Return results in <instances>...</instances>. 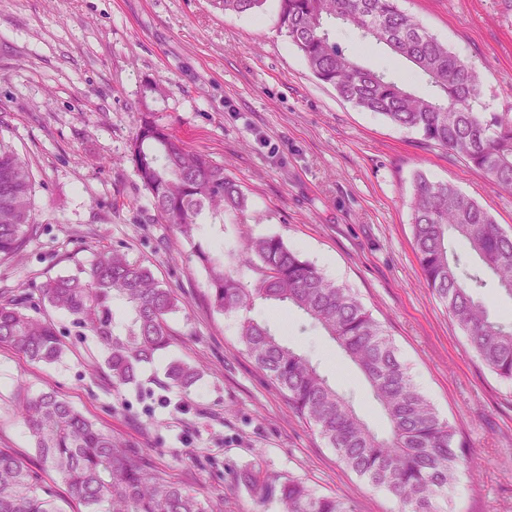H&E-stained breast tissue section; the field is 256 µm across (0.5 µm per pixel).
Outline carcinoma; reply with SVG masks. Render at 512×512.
Here are the masks:
<instances>
[{
    "instance_id": "cac0c4a2",
    "label": "carcinoma",
    "mask_w": 512,
    "mask_h": 512,
    "mask_svg": "<svg viewBox=\"0 0 512 512\" xmlns=\"http://www.w3.org/2000/svg\"><path fill=\"white\" fill-rule=\"evenodd\" d=\"M265 2L215 5L241 15L259 12ZM277 2L280 29L318 81L355 106L460 155L493 184L512 188V113L487 111L472 65L401 10L398 0ZM331 21L411 62L435 94L421 96L386 72L359 64L336 44ZM127 152L152 209L192 246L206 274L210 307L238 319L239 342L293 412L316 427L348 470L390 494L398 512H439V500L461 474L464 449L418 390L371 311L276 235H244L227 252H211L195 241L204 216L222 225L245 223L248 196L224 165L187 146L150 114L140 117ZM32 190L26 161L0 143V261L21 258L34 234ZM411 209L426 287L445 305L480 363L512 381V321L491 316L480 297L492 281L512 299V234L455 185L422 175L414 182ZM455 239L464 241L465 252L454 251ZM246 270L255 275L251 283L243 280ZM40 290L50 307L97 338L115 386L136 383L142 368L170 346L169 320L178 300L120 250L100 253L77 274L49 277ZM258 300L295 308L337 344L368 383L387 420L386 433L375 432L310 357L249 316ZM118 302L127 311L120 321L114 315ZM0 345L48 364L64 353L53 320L30 316L16 299H0ZM167 378L188 387L201 371L176 361ZM18 408L40 468L0 448V512H61L43 470L55 472L85 512H206L199 500L148 471L138 452L117 444L56 393L27 397ZM246 482L259 502L275 500L283 512H353L345 500L319 495L296 480L275 485L248 475Z\"/></svg>"
}]
</instances>
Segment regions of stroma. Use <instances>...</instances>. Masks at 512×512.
Segmentation results:
<instances>
[{
	"mask_svg": "<svg viewBox=\"0 0 512 512\" xmlns=\"http://www.w3.org/2000/svg\"><path fill=\"white\" fill-rule=\"evenodd\" d=\"M399 5L476 67L490 111H512V0ZM330 29L359 63L432 94L406 59L382 45L363 48L340 24ZM145 111L223 164L249 197L245 224L204 225V241L228 249L244 231L276 235L314 264L332 258L325 275L352 288L383 325L475 473L442 512H512V381L474 357L426 287L410 207L422 174L455 184L512 234V189L320 83L281 33L277 0L248 15L224 13L213 0H0V143L28 162L38 217L23 257L0 262V295L21 294L29 314L52 318L64 345L52 364L0 347V448L37 465L16 405L22 393L52 391L209 512H279L256 501L251 473L271 484L300 481L354 512H397L389 494L345 469L290 410L232 320L209 306L190 244L151 210L127 156ZM115 247L179 301L168 349L121 387L101 367L96 338L39 293L46 278L75 274ZM253 315L282 328L371 428L386 432L363 375L300 312L260 301ZM174 360L198 366L202 379L171 384Z\"/></svg>",
	"mask_w": 512,
	"mask_h": 512,
	"instance_id": "obj_1",
	"label": "stroma"
}]
</instances>
